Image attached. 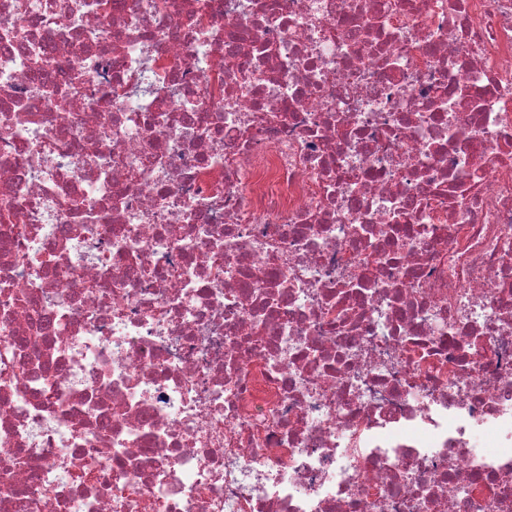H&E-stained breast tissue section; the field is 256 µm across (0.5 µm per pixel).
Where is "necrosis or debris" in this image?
I'll list each match as a JSON object with an SVG mask.
<instances>
[{"label":"necrosis or debris","instance_id":"obj_1","mask_svg":"<svg viewBox=\"0 0 512 512\" xmlns=\"http://www.w3.org/2000/svg\"><path fill=\"white\" fill-rule=\"evenodd\" d=\"M0 0V512H512V0Z\"/></svg>","mask_w":512,"mask_h":512}]
</instances>
